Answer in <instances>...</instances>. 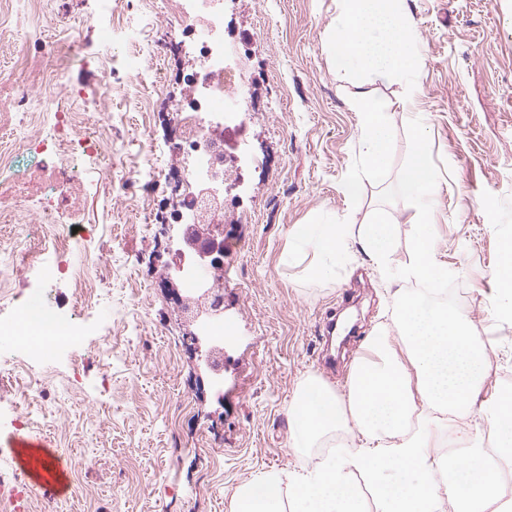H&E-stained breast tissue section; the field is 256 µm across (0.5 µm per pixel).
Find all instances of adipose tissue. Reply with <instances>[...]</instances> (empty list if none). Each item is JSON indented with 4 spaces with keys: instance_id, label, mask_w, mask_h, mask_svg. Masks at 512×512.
<instances>
[{
    "instance_id": "ef3b65f1",
    "label": "adipose tissue",
    "mask_w": 512,
    "mask_h": 512,
    "mask_svg": "<svg viewBox=\"0 0 512 512\" xmlns=\"http://www.w3.org/2000/svg\"><path fill=\"white\" fill-rule=\"evenodd\" d=\"M405 347L398 356L387 332L371 336L356 359L346 394L307 379L288 406V445L332 448L356 427L363 442L321 460L304 476L269 472L238 486L231 512H364L350 470L363 472L379 512H439L442 498L460 512H492L500 500L496 472L471 443L452 465L438 463L434 412L474 406L489 374L488 344L442 303L400 297L394 319Z\"/></svg>"
}]
</instances>
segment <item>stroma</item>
<instances>
[{"instance_id":"1","label":"stroma","mask_w":512,"mask_h":512,"mask_svg":"<svg viewBox=\"0 0 512 512\" xmlns=\"http://www.w3.org/2000/svg\"><path fill=\"white\" fill-rule=\"evenodd\" d=\"M143 0H112L99 18L97 0H41L25 33L0 35V73L14 57H50L78 36L58 77L61 108L79 113L81 130L111 138L112 152L91 159L81 205L94 235L73 234L68 251L79 282L13 281L15 302L57 308L68 342L52 358L33 360L46 378L49 410L37 426L16 429L27 413V374L14 367L16 345L0 348V448L19 437L43 439L70 463L67 512H231L234 489L273 470L299 472L327 456L288 446V406L316 376L346 392L353 359L374 332L391 328L398 301L359 246L341 275L301 283L302 266L283 267L286 231L325 213L362 223L385 207L397 227L396 261L407 260L409 203L381 205L409 150L407 123L424 117L440 189L432 199L437 258L458 278L461 312L472 335L489 340L490 372L475 407L460 422L481 436L483 411L512 376V326L499 322L492 273L512 241V0H407L422 65L414 89L400 80L372 82L390 103L391 171L364 182L359 203L343 179L358 155L361 130L348 104L352 87L330 68L321 36L335 0H224V29L238 91L225 102L244 121L240 135L253 156L224 227V344L221 393L207 368L181 342L194 330L171 298L176 283L168 253L174 221L165 186L150 196L121 190L149 144L167 132L166 113L181 95L182 64L143 56L164 40L170 20L145 14ZM153 226L144 235L141 224ZM96 258L109 282L84 271ZM89 298L75 315L72 293ZM111 334V358L96 356Z\"/></svg>"}]
</instances>
